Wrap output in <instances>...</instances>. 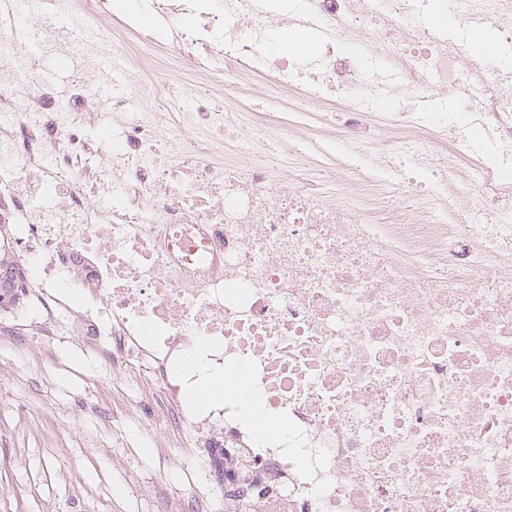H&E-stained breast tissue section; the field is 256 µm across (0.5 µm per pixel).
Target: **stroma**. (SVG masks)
Instances as JSON below:
<instances>
[{"label": "stroma", "mask_w": 512, "mask_h": 512, "mask_svg": "<svg viewBox=\"0 0 512 512\" xmlns=\"http://www.w3.org/2000/svg\"><path fill=\"white\" fill-rule=\"evenodd\" d=\"M324 116L306 128L291 129L273 142L293 153L312 176H330L343 145L324 141ZM28 385L13 384L0 372V386L12 397L0 404V512H169L170 497L153 473V460L141 449L145 418L116 420L101 408L124 402L131 392L104 361L89 357L75 343L55 345L40 355ZM44 403L59 419L71 422L70 452L47 457L42 430L26 424L22 408ZM140 481L135 492L116 497L113 487Z\"/></svg>", "instance_id": "stroma-1"}]
</instances>
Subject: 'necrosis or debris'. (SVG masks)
Returning <instances> with one entry per match:
<instances>
[{
	"mask_svg": "<svg viewBox=\"0 0 512 512\" xmlns=\"http://www.w3.org/2000/svg\"><path fill=\"white\" fill-rule=\"evenodd\" d=\"M308 2L330 30L313 68L270 50L292 17L267 0H154L164 24L150 31L131 24L139 0L121 13L58 0L54 17L23 18L36 54L0 25V222L29 321L23 334L0 319V362L29 382L38 344L66 321L160 424L149 445L172 512H211L208 494L172 480L176 465L205 474L209 448L234 449L236 481L268 512H512V74L426 22L449 10L455 27L512 43V0ZM76 50L96 76L121 54L138 78L106 105L82 79L58 96L42 64ZM200 52L224 60L204 88L188 67ZM368 55L378 67L364 69ZM255 76L338 106L336 142L365 152L337 160L335 202L278 188L285 161L254 134L244 167L215 161L222 141L184 138L222 125L225 87ZM434 83L465 108L463 128L381 111ZM191 93L195 110L178 112ZM104 105L121 134L88 139ZM400 153L431 176L432 204L368 223L392 191L416 192ZM217 374L223 400H193Z\"/></svg>",
	"mask_w": 512,
	"mask_h": 512,
	"instance_id": "obj_1",
	"label": "necrosis or debris"
}]
</instances>
